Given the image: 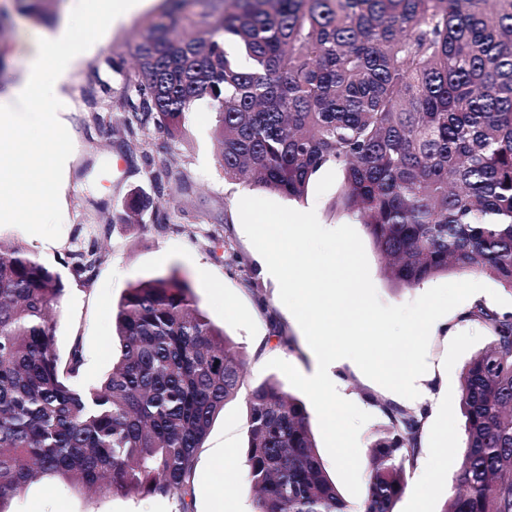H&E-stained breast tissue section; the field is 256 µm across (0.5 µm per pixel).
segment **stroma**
<instances>
[{
    "instance_id": "obj_1",
    "label": "stroma",
    "mask_w": 512,
    "mask_h": 512,
    "mask_svg": "<svg viewBox=\"0 0 512 512\" xmlns=\"http://www.w3.org/2000/svg\"><path fill=\"white\" fill-rule=\"evenodd\" d=\"M163 0L116 26L99 27L87 0H49L54 25L33 23L19 14L14 0H0V11L10 20L0 30V86L17 82L27 68L19 45L35 35H52L64 28L84 33L97 31L94 52L79 64L66 87L71 160L67 173L66 209L56 224H0V239L25 245L64 284L61 304L54 316L55 347L67 356L73 343H81L84 366L80 382L99 384L112 368L116 353L112 323L119 301L140 280L177 272L193 286L199 308L248 356L245 389L264 381H280L302 399L310 415L318 452L352 512H358L366 492L370 448L386 431L388 420L379 405L363 410L366 394L388 400L385 374L367 362L348 369L345 391L348 406L334 405L329 396L315 393L302 374L312 365L311 349L292 313L281 302L279 287L258 273L256 249L245 234L238 211L242 197H270L299 211H315L319 223L336 226L353 223L336 209L341 173L327 168L313 180L306 200L289 202L279 194L226 181L213 137L215 114L201 105L186 113L184 132L171 142L156 131L142 135L138 149L128 150L123 118L129 110L126 83L135 66L134 46L141 28L156 15ZM168 152L173 176L164 195H155L150 160ZM152 195L160 213L169 218L167 228H136L122 223L123 202L134 190ZM362 234L370 276L380 301L403 305L425 293L427 287L467 280L463 271L430 279L428 285L397 288L386 278L383 262L364 226ZM97 248L102 259L90 281L73 272L74 252ZM251 279L243 281L240 270ZM461 309L445 319L453 327L447 335L430 332L428 369L435 373L442 395L426 422L422 448L406 468L405 491L397 512H443L456 485L455 471L437 472L440 449L459 450L464 443L460 403L461 374L465 365L489 344L479 324L462 320ZM278 322L293 349L270 340V324ZM246 406L244 398L227 402L200 448L196 464L193 512H213L216 497H223L230 512H252L253 494L246 480ZM224 453L223 475L209 467L210 459ZM11 512H171L161 499H135L88 493L64 481H38L10 504Z\"/></svg>"
}]
</instances>
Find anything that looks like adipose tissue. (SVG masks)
Instances as JSON below:
<instances>
[{
	"label": "adipose tissue",
	"mask_w": 512,
	"mask_h": 512,
	"mask_svg": "<svg viewBox=\"0 0 512 512\" xmlns=\"http://www.w3.org/2000/svg\"><path fill=\"white\" fill-rule=\"evenodd\" d=\"M57 37L38 35L22 45L28 59L23 78L0 87V223L11 220L29 201L41 208L40 221H56L55 207L65 194L70 159L64 88L70 74L85 58L84 50L62 51ZM52 136V148L41 152L30 144V125ZM359 355L344 340L324 343L307 376L317 390L341 384L344 367L359 363Z\"/></svg>",
	"instance_id": "adipose-tissue-1"
}]
</instances>
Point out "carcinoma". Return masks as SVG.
Returning <instances> with one entry per match:
<instances>
[{
	"label": "carcinoma",
	"mask_w": 512,
	"mask_h": 512,
	"mask_svg": "<svg viewBox=\"0 0 512 512\" xmlns=\"http://www.w3.org/2000/svg\"><path fill=\"white\" fill-rule=\"evenodd\" d=\"M17 11L50 25L45 0ZM126 145L182 136L185 113L216 114L220 165L302 201L321 170L342 174L336 208L366 228L397 287L450 268L512 288V0H165L142 30ZM158 195L173 175L152 159ZM136 191L125 222L146 226ZM77 276L102 255L73 254ZM64 286L26 247L0 239V512L38 479L162 498L192 512L197 452L243 386L247 355L176 275L127 289L118 355L84 389L80 340L54 349ZM489 333L461 381L460 491L443 512H512V311L477 302ZM253 512H350L315 451L305 404L277 380L246 396ZM361 512H396L426 412L386 401Z\"/></svg>",
	"instance_id": "cac0c4a2"
}]
</instances>
